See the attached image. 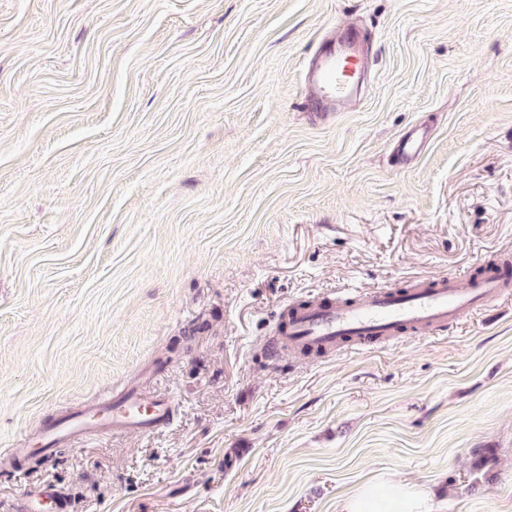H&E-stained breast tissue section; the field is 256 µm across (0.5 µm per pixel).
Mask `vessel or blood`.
<instances>
[{"label":"vessel or blood","mask_w":512,"mask_h":512,"mask_svg":"<svg viewBox=\"0 0 512 512\" xmlns=\"http://www.w3.org/2000/svg\"><path fill=\"white\" fill-rule=\"evenodd\" d=\"M374 61L367 32L352 24L330 27L304 73L309 90L306 100L313 111H349L360 99L364 77ZM423 148V135L411 132L400 139L398 153L402 161L410 162ZM505 286V280L488 273L423 279L404 293L382 287L353 291L292 309L269 346L275 351L292 346L332 351L350 341L364 350L373 343L391 341L404 328L422 334L460 323L482 310ZM170 419L167 400L132 386L120 396L85 406L44 429L40 450L46 453L58 442L72 443L89 434L150 433Z\"/></svg>","instance_id":"vessel-or-blood-1"}]
</instances>
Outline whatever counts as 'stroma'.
<instances>
[{"label": "stroma", "mask_w": 512, "mask_h": 512, "mask_svg": "<svg viewBox=\"0 0 512 512\" xmlns=\"http://www.w3.org/2000/svg\"><path fill=\"white\" fill-rule=\"evenodd\" d=\"M335 23L376 64L320 116ZM505 254L512 0H0V512H336L392 474L512 512V286L376 349L267 348L299 301ZM133 385L167 426L31 457ZM375 56L370 36L355 25L330 27L318 41L304 73L313 112H349L361 97ZM424 143V137L422 134L418 132H409L399 141V157L405 162L416 160L423 151Z\"/></svg>", "instance_id": "obj_1"}]
</instances>
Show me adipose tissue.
<instances>
[{"label":"adipose tissue","instance_id":"obj_1","mask_svg":"<svg viewBox=\"0 0 512 512\" xmlns=\"http://www.w3.org/2000/svg\"><path fill=\"white\" fill-rule=\"evenodd\" d=\"M337 512H442L441 503L410 482L388 477L343 498Z\"/></svg>","mask_w":512,"mask_h":512}]
</instances>
